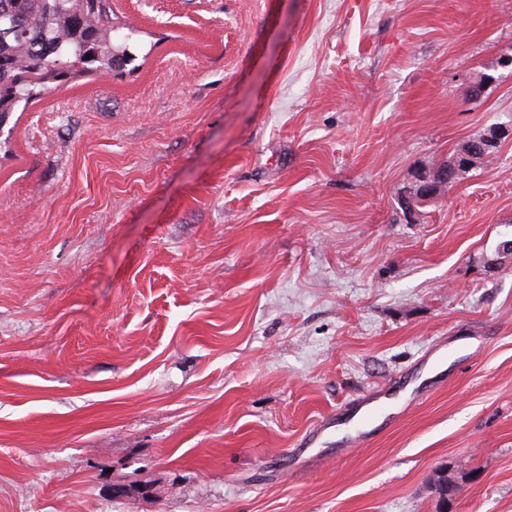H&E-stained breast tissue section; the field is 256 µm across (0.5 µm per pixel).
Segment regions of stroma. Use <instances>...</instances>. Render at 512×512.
Segmentation results:
<instances>
[{
    "label": "stroma",
    "mask_w": 512,
    "mask_h": 512,
    "mask_svg": "<svg viewBox=\"0 0 512 512\" xmlns=\"http://www.w3.org/2000/svg\"><path fill=\"white\" fill-rule=\"evenodd\" d=\"M110 5L0 130V512H512V0ZM462 175H448L435 171H423L418 175L414 187L404 197V207L408 212L415 211L416 207L428 203L438 196L446 188L448 177L452 187Z\"/></svg>",
    "instance_id": "1"
}]
</instances>
